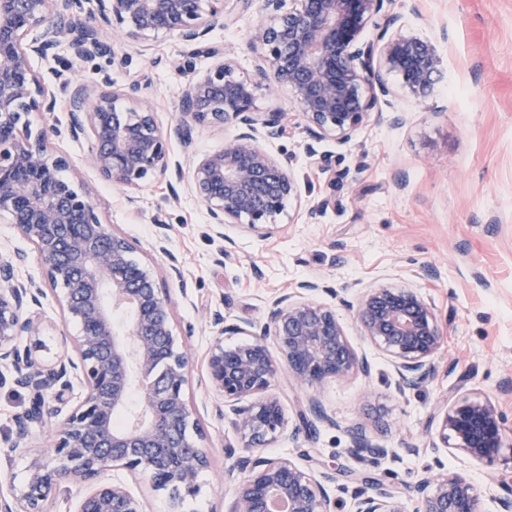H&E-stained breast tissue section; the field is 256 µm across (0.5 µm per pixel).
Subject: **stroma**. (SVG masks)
<instances>
[{
	"label": "stroma",
	"mask_w": 512,
	"mask_h": 512,
	"mask_svg": "<svg viewBox=\"0 0 512 512\" xmlns=\"http://www.w3.org/2000/svg\"><path fill=\"white\" fill-rule=\"evenodd\" d=\"M226 9L233 25L215 28L211 38L223 45L239 75L253 76L257 60L248 36L260 15L237 10L235 0H228ZM392 10L405 31L431 42L441 59L430 96L416 103L398 77L388 75L393 92L382 108L405 112V124H371L346 142L322 140L317 149L329 159L327 172L307 159L302 130L272 143L271 153L288 159L297 182V195L273 235L260 237L235 224L216 235L186 182L178 197H171L162 181L142 188L135 203H128L97 173L87 140L53 137L48 152L69 158L67 177L97 200L102 222L153 266L167 292L175 331L184 335L195 362L203 361L215 341L213 311L223 312L229 325L258 323L272 296L304 280L324 283L316 301L335 308L371 373L325 384L316 396L331 423L317 424L309 436L285 432L269 445L268 455L305 469L315 462L329 470H371L388 483L415 482L438 460L470 478L482 512H497L494 496L512 487V0H394ZM186 52L181 40L163 35L147 40L123 69L110 68L99 57L72 61L64 46L54 57L30 58L35 75L56 94L54 111L33 113L31 120L38 127L66 125L64 80L74 76L92 86L106 71L117 87L147 77L144 97L159 123L169 125L187 82L171 63L187 58ZM233 132L230 126L198 129L191 143L172 142V158L190 168ZM323 201L325 213L310 216V208ZM161 230L182 262L183 282L170 278L155 249ZM0 251L24 253L18 278L42 281L34 245L4 220ZM428 268L435 276H425ZM376 286L418 289L442 330L433 377L403 398L391 385L392 361L363 338L341 304ZM36 313L40 333L24 343L42 359L54 360L66 350L64 336L76 335L78 327L64 319L51 291ZM466 393L490 398L504 418L502 449L493 459L475 461L451 448L432 447L427 428L439 407ZM186 398L198 413L210 465L199 475L198 493L186 498L181 510L220 512L234 491L225 477L231 462L224 446L236 435L204 388L190 384ZM28 405L24 390L0 388V493L5 495L21 487L31 462L7 455L14 418ZM356 427L391 449V456L374 466L350 457L346 449ZM408 443L418 446L417 454L405 452Z\"/></svg>",
	"instance_id": "obj_1"
}]
</instances>
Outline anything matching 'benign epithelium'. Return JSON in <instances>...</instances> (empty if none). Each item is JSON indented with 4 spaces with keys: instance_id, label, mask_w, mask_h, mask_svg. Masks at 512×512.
Listing matches in <instances>:
<instances>
[{
    "instance_id": "benign-epithelium-1",
    "label": "benign epithelium",
    "mask_w": 512,
    "mask_h": 512,
    "mask_svg": "<svg viewBox=\"0 0 512 512\" xmlns=\"http://www.w3.org/2000/svg\"><path fill=\"white\" fill-rule=\"evenodd\" d=\"M237 2L241 10L255 7L264 16L250 36L258 60L252 78L237 75L224 50L208 40L216 26L233 22L224 0H95L81 23L75 18L83 0H0V218L34 245L64 318L78 327L77 335L65 337L72 354L52 364L20 346L22 337L39 333L30 308L45 291L16 278L23 254L0 256V365L11 368L0 373V387H21L30 397L8 452L27 455L30 425L54 419L44 459L31 464L11 500L0 497V512H47L49 502L73 487L81 490L74 512H145L132 488L107 477L114 469L148 480L155 491H171L168 512H179L182 497L198 491L199 474L209 466L204 446L189 436L199 433L185 396L195 362L179 344L166 291L153 268L135 258V246L102 222L95 200L62 176L70 162L48 153V130L32 127L31 114L52 111L56 97L32 72L29 58L53 57L65 42L77 59L104 57L124 66L128 56L112 50L111 38L132 43L171 34L192 53L216 59L188 79L178 117L167 129L141 99V77L119 89L106 76L95 89L68 80L70 115L63 131L76 140L89 138L100 177L128 192L168 175L181 181V166L170 157L172 140L188 144L200 127L236 126V134L197 161L190 178L211 223L239 224L260 236L277 228L297 191L288 161L271 154L268 143L301 126L310 138L307 155L322 163L315 144L325 137L345 142L369 122L402 123V116H386L379 108L380 97L390 93L383 73L400 76L420 102L439 70L431 43L389 34L400 20L391 10L394 0ZM370 22L377 42L362 43ZM269 72L292 100L291 111H255ZM350 308L363 336L394 362L398 394L430 378L441 332L417 289L371 288ZM253 336L230 349L217 341L198 379L222 403L238 438L224 448L236 475L225 512H274L275 499L287 502L288 512H330L332 484L350 495L354 512H403V496L417 500L418 512H481L474 486L457 472L429 469L400 488L342 467L318 479L288 458L263 455L289 425L275 390L281 374L315 392L355 370L367 375L370 365L356 356L336 310L308 296L272 299L267 321ZM75 381L83 396L69 406L64 395ZM134 393L138 411L115 427L114 417L130 410ZM50 399L56 405L49 406ZM297 418L303 427L330 421L314 397ZM502 431V415L491 400L463 395L440 407L432 445L451 444L474 460H489L500 452ZM346 452L374 463L388 449L355 427Z\"/></svg>"
}]
</instances>
